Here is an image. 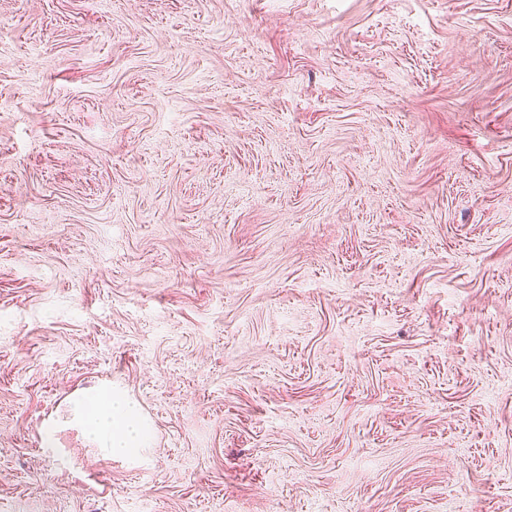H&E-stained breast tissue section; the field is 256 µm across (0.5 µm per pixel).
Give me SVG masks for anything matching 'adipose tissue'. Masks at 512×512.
Wrapping results in <instances>:
<instances>
[{"label": "adipose tissue", "instance_id": "ef3b65f1", "mask_svg": "<svg viewBox=\"0 0 512 512\" xmlns=\"http://www.w3.org/2000/svg\"><path fill=\"white\" fill-rule=\"evenodd\" d=\"M84 425L100 447L112 453H124L139 447L144 438L132 407L119 394L96 396L95 407L86 414Z\"/></svg>", "mask_w": 512, "mask_h": 512}]
</instances>
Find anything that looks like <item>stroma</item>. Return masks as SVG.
Segmentation results:
<instances>
[{"label": "stroma", "instance_id": "obj_1", "mask_svg": "<svg viewBox=\"0 0 512 512\" xmlns=\"http://www.w3.org/2000/svg\"><path fill=\"white\" fill-rule=\"evenodd\" d=\"M144 498L512 512V0H0V512ZM95 408L85 413L87 433L110 454L124 453L139 447L144 435L134 416L133 407L120 394H104L94 397ZM122 419L121 425L116 421Z\"/></svg>", "mask_w": 512, "mask_h": 512}]
</instances>
